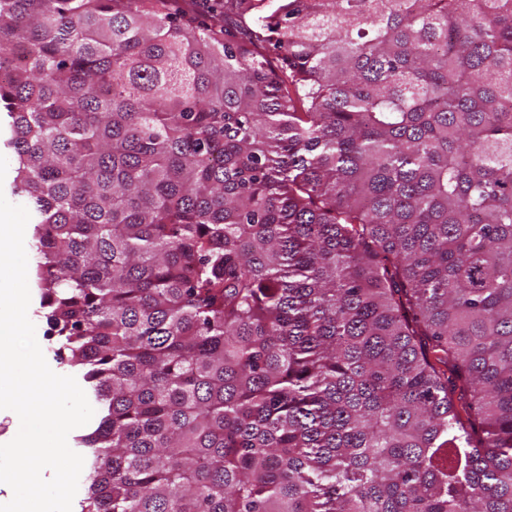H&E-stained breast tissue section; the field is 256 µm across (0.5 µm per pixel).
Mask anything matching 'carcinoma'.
I'll return each mask as SVG.
<instances>
[{
    "instance_id": "cac0c4a2",
    "label": "carcinoma",
    "mask_w": 512,
    "mask_h": 512,
    "mask_svg": "<svg viewBox=\"0 0 512 512\" xmlns=\"http://www.w3.org/2000/svg\"><path fill=\"white\" fill-rule=\"evenodd\" d=\"M264 2L0 0L82 512H512V0Z\"/></svg>"
}]
</instances>
